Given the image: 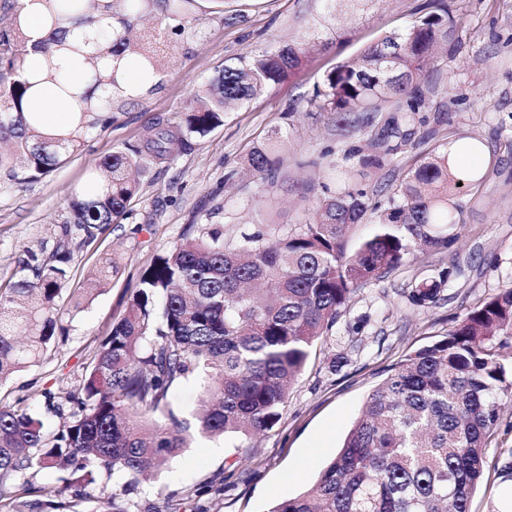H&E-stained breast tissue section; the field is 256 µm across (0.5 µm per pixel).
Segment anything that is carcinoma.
<instances>
[{
  "label": "carcinoma",
  "instance_id": "carcinoma-1",
  "mask_svg": "<svg viewBox=\"0 0 512 512\" xmlns=\"http://www.w3.org/2000/svg\"><path fill=\"white\" fill-rule=\"evenodd\" d=\"M158 15L150 29L138 26L142 2ZM10 23L0 28V171L17 184L37 181L85 145L91 131L112 121L118 99L135 101L150 90L162 62L179 40L196 35L191 23L198 0H42L46 37L29 43L21 24L23 0H13ZM323 16L334 21L375 0H324ZM112 19V36L92 51L87 41L66 40V24L91 30ZM454 21L447 9L420 17L405 31L383 35L352 63L329 71L312 102L342 115L346 130L373 123L381 104L392 103L389 137L419 109L418 71L433 63L439 41ZM138 50L142 80L125 83L121 62ZM313 44L279 45L246 54L225 67L175 121L156 119L139 145L116 151L99 165L101 174L71 197L69 220L52 256L35 253L24 274L0 290V384L39 363L62 333L56 304L70 277V241L89 244L105 224L119 222L138 191L142 162L173 159L175 148L203 136L265 89L301 66ZM42 53L46 69L27 76L29 50ZM62 54L84 60L80 87L54 63ZM45 82L72 112L73 129L51 137L24 102ZM384 153H358L359 172L380 169ZM248 166L274 183L282 161L273 148L255 149ZM483 175L454 174L448 150L432 154L401 181L386 206L348 185L315 200L306 221L276 233L257 230L224 239V229L203 224L154 257L125 312L86 358L80 395L52 404L64 418L55 432L17 403L0 406V512H203L198 506L213 482L167 499L164 508L137 497L145 471L177 457L193 434L230 437L244 447L253 435L282 419L288 387L302 371L314 342L328 335L363 284L403 265L417 253L443 252L455 242L448 201L458 185L478 187ZM377 213L373 234L356 247L348 233L366 214ZM30 270L33 276L25 271ZM452 271L424 278L408 293L411 304L429 307ZM201 377L195 425L168 408L169 390ZM512 394V287L501 289L468 312L442 338L425 344L386 370L369 392L342 447L306 491L269 504L266 512H471L472 496L486 466L488 437L500 417V395ZM164 417L162 424L157 418ZM64 468L62 486L17 478L26 471ZM112 486L87 489L102 474Z\"/></svg>",
  "mask_w": 512,
  "mask_h": 512
}]
</instances>
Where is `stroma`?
<instances>
[{
	"label": "stroma",
	"instance_id": "1",
	"mask_svg": "<svg viewBox=\"0 0 512 512\" xmlns=\"http://www.w3.org/2000/svg\"><path fill=\"white\" fill-rule=\"evenodd\" d=\"M432 0H374L355 18L320 34L314 51L280 85L267 88L224 122L193 138L166 163L146 162L126 217L74 249L69 288L79 287L105 259L118 272L79 308L63 316L66 337L50 358L16 373L0 386V400H24L48 427L59 424L47 409L46 391L75 388L83 364L112 328L153 258L179 242L190 227L212 221L227 237L264 228L300 224L310 192L331 185L329 170L347 155L378 143L381 122L350 134L335 114L309 103L331 69L355 57L390 32L403 31L428 12ZM455 18L453 32L434 70L421 76L426 93L409 124L411 138L369 171L357 187L391 193L406 174L436 150L461 139L486 147L479 187L454 197V247L428 254L370 281L358 290L331 332L318 339L291 387L285 413L253 447L229 439L199 438L139 487L156 505L186 487L224 475L222 491L201 498L206 512H265L276 499L313 485L345 437L367 393L385 368L408 351L447 334L473 307L512 286V0H443ZM225 10L242 18L225 22L196 12L197 35L171 55L160 85L137 101L116 104L108 127L94 130L84 148L45 178L15 184L0 174V288L15 281L27 251L48 257L69 217L68 198L83 188L88 173L113 151L141 143L155 117L176 118L200 87L225 65L272 42L310 37L322 13L320 0H226ZM280 134V179L267 184L247 170L248 156L272 134ZM453 275L438 303L412 306L408 292L423 277L443 269ZM500 419L487 444L482 489L472 512H495L504 482L498 461L512 457V396H503Z\"/></svg>",
	"mask_w": 512,
	"mask_h": 512
}]
</instances>
